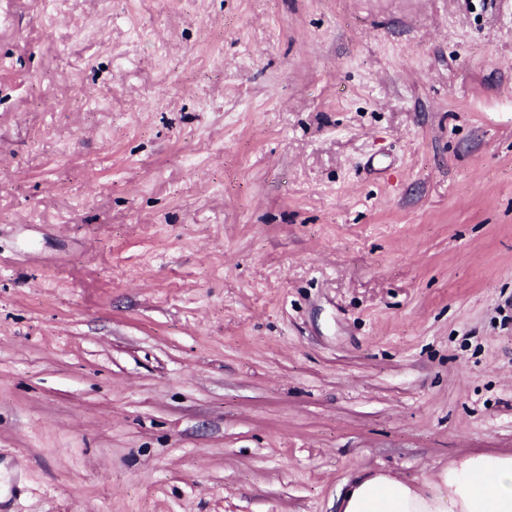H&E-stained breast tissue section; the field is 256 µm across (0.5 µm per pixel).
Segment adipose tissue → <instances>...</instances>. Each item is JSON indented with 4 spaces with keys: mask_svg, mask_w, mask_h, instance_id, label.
<instances>
[{
    "mask_svg": "<svg viewBox=\"0 0 512 512\" xmlns=\"http://www.w3.org/2000/svg\"><path fill=\"white\" fill-rule=\"evenodd\" d=\"M338 512H512V454H467L424 485L393 471L362 470L337 499Z\"/></svg>",
    "mask_w": 512,
    "mask_h": 512,
    "instance_id": "obj_1",
    "label": "adipose tissue"
}]
</instances>
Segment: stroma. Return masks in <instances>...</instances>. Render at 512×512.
<instances>
[{"label":"stroma","mask_w":512,"mask_h":512,"mask_svg":"<svg viewBox=\"0 0 512 512\" xmlns=\"http://www.w3.org/2000/svg\"><path fill=\"white\" fill-rule=\"evenodd\" d=\"M0 156V512L512 454V0H0Z\"/></svg>","instance_id":"obj_1"}]
</instances>
